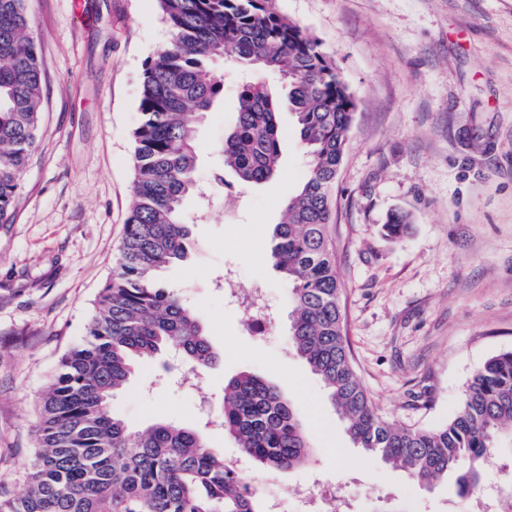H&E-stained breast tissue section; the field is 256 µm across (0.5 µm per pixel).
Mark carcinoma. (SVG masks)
<instances>
[{"mask_svg":"<svg viewBox=\"0 0 512 512\" xmlns=\"http://www.w3.org/2000/svg\"><path fill=\"white\" fill-rule=\"evenodd\" d=\"M169 39L143 72L133 132V208L112 278L80 343L58 362L38 406L27 490L0 499V512H264L224 453L203 432L174 422L132 430L112 400L137 363L174 349L197 369L216 364L194 311L158 284L157 273L187 257L186 201L199 193V125L224 95L216 63L258 71L238 89L235 125L222 165L245 185L270 180L281 156L280 104L267 77L288 85V104L308 170L273 228L271 259L290 285L288 336L346 418L356 447L419 484L454 477L478 491L488 465L512 444V351L488 358L467 384L453 418L408 429L380 415L357 375L345 332L344 286L332 235L333 192L357 102L335 62L274 0H157ZM44 78L25 0H0V224L36 143ZM409 216L392 212L398 240ZM224 433L255 463L287 470L310 452L290 401L267 379L241 373L224 385Z\"/></svg>","mask_w":512,"mask_h":512,"instance_id":"cac0c4a2","label":"carcinoma"}]
</instances>
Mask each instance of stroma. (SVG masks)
Instances as JSON below:
<instances>
[{"instance_id":"35a3bbf8","label":"stroma","mask_w":512,"mask_h":512,"mask_svg":"<svg viewBox=\"0 0 512 512\" xmlns=\"http://www.w3.org/2000/svg\"><path fill=\"white\" fill-rule=\"evenodd\" d=\"M317 38L359 106L334 195L347 340L376 409L411 428L446 424L471 374L512 350V0H275ZM46 79L35 149L0 224V496L25 488L36 405L60 356L84 337L112 276L131 207L144 65L169 33L156 0H26ZM224 100L197 134L206 219L186 204L189 254L158 277L196 311L220 355L195 385L164 355L139 367L113 407L133 428L205 427L210 445L254 485L341 493L351 512H470L455 483L432 489L356 448L321 379L288 336V283L268 261L271 234L306 157L280 114L277 175L252 186L219 172L241 69L222 67ZM410 214L401 240L382 226ZM264 289L270 316L241 300ZM242 372L276 383L312 448L285 471L246 458L206 415Z\"/></svg>"}]
</instances>
